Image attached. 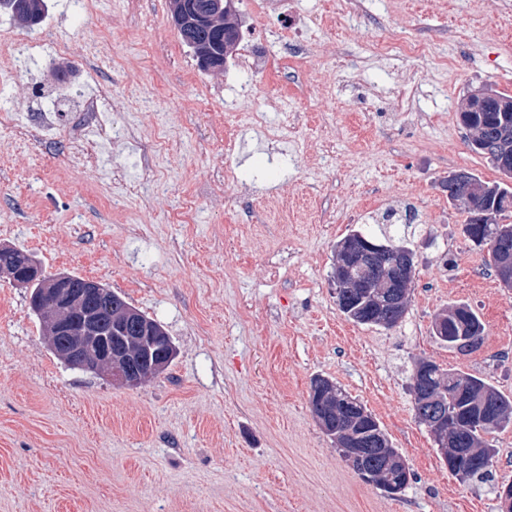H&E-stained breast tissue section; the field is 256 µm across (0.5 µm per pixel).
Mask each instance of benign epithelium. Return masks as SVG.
Here are the masks:
<instances>
[{
    "label": "benign epithelium",
    "mask_w": 512,
    "mask_h": 512,
    "mask_svg": "<svg viewBox=\"0 0 512 512\" xmlns=\"http://www.w3.org/2000/svg\"><path fill=\"white\" fill-rule=\"evenodd\" d=\"M225 0H193L186 4L183 17L179 19L178 30L184 38L191 36L190 30L204 29L224 24L222 13ZM472 186L465 178L448 184V193L463 202H472ZM498 261V272L506 284L512 283V257L506 244H489ZM367 263L378 271L368 279H347L343 276L345 266L352 263ZM415 275L412 252L393 243L375 244L364 238L357 242L344 241L336 245V298L338 308L345 310L356 299L366 293L394 289L391 302L403 307L408 304L411 284ZM81 296L71 287L70 275L55 274L49 287L31 297V307L46 318L52 329V336H69L71 342L59 347L58 354L70 364L93 371L113 382L126 387H136L145 379L161 373L167 362L176 355L172 342L154 335V329L146 322L130 328L131 314L117 313L113 316L117 336H97L94 326L85 324L78 328L70 313L79 305ZM414 400L427 406L420 421L429 429L441 433L436 441L441 457L448 458L447 414L439 403L441 399L431 387L416 374L412 380ZM352 469L365 481L375 482L377 470L371 455L358 447V441L341 444Z\"/></svg>",
    "instance_id": "7a95c632"
}]
</instances>
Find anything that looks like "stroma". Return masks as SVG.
Listing matches in <instances>:
<instances>
[{"mask_svg": "<svg viewBox=\"0 0 512 512\" xmlns=\"http://www.w3.org/2000/svg\"><path fill=\"white\" fill-rule=\"evenodd\" d=\"M47 3L32 30L0 12L14 38L46 32L68 46H43L0 83V110L53 116L37 143L0 127V246L125 296L177 355L134 388L71 368L29 290L0 276V512H500L492 487L512 483V426L492 436L489 479L460 483L410 385L425 359L512 397V288L442 186L461 170L502 178L471 150L459 111L482 88L512 96V0H288L284 20L236 0L239 48L262 58L244 104L266 111L262 127L224 107L246 78L238 59L202 71L169 0H98L90 15ZM400 35L430 52L381 54ZM96 92L125 135L78 167L79 104ZM228 163L241 180L225 181ZM408 210V311L391 329L356 324L336 305L333 248ZM458 303L485 326L468 354L432 333ZM318 375L377 418L414 474L403 493L361 479L320 429Z\"/></svg>", "mask_w": 512, "mask_h": 512, "instance_id": "1", "label": "stroma"}]
</instances>
